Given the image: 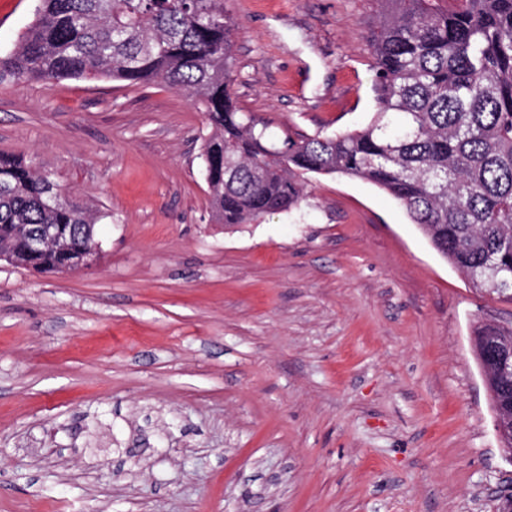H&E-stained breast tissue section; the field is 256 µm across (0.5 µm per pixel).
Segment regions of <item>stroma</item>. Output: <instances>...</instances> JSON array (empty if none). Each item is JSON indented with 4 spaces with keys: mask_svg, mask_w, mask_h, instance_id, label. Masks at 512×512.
<instances>
[{
    "mask_svg": "<svg viewBox=\"0 0 512 512\" xmlns=\"http://www.w3.org/2000/svg\"><path fill=\"white\" fill-rule=\"evenodd\" d=\"M37 0H0V56ZM271 140L376 109L378 0H224ZM205 117L163 84L0 82V152L108 212L74 273L0 261V512H507L470 336L512 326L390 196L311 177L215 223Z\"/></svg>",
    "mask_w": 512,
    "mask_h": 512,
    "instance_id": "obj_1",
    "label": "stroma"
}]
</instances>
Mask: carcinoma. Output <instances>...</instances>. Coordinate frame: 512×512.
Segmentation results:
<instances>
[{
    "label": "carcinoma",
    "mask_w": 512,
    "mask_h": 512,
    "mask_svg": "<svg viewBox=\"0 0 512 512\" xmlns=\"http://www.w3.org/2000/svg\"><path fill=\"white\" fill-rule=\"evenodd\" d=\"M0 79L165 84L204 112L201 157L212 217L234 226L300 206L312 175L365 180L406 209L473 288L512 301V0H378L371 32L378 107L334 137L265 130L230 87L224 0H38ZM54 177L0 153V253L58 273L80 260L96 215L56 195ZM23 224H48L64 249L28 253Z\"/></svg>",
    "instance_id": "cac0c4a2"
}]
</instances>
